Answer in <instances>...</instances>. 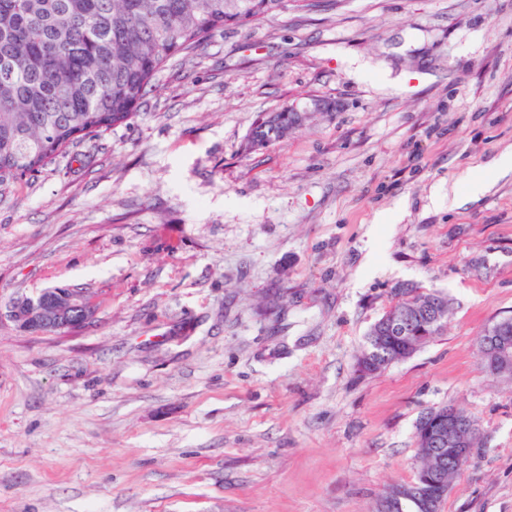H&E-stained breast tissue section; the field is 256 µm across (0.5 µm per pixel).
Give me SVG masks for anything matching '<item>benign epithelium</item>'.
Here are the masks:
<instances>
[{
	"label": "benign epithelium",
	"mask_w": 512,
	"mask_h": 512,
	"mask_svg": "<svg viewBox=\"0 0 512 512\" xmlns=\"http://www.w3.org/2000/svg\"><path fill=\"white\" fill-rule=\"evenodd\" d=\"M299 118L308 112H325L326 104L312 98L302 106L288 108ZM96 318V308L83 291L77 288H60L49 292L41 290L30 294L22 293L5 306H0V324L10 323L17 331L25 334L48 335L51 325L69 332L79 331ZM478 353L486 370L507 379L512 378V317H505L489 324L478 342ZM416 445L435 449V453H448V459L462 464L468 461L477 439V428L457 408L448 412L433 411L425 414L417 426ZM429 489L420 483L394 485L378 501V512H389L395 501H412L422 512H439L442 499L448 492L444 481L433 482Z\"/></svg>",
	"instance_id": "1"
}]
</instances>
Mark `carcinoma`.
Returning <instances> with one entry per match:
<instances>
[{
    "mask_svg": "<svg viewBox=\"0 0 512 512\" xmlns=\"http://www.w3.org/2000/svg\"><path fill=\"white\" fill-rule=\"evenodd\" d=\"M279 0H0V184L39 171L70 145L127 123L156 91L155 76L177 53L208 38L249 27L277 11ZM254 126L259 137H288L295 113ZM425 317L405 336L371 340L362 375L407 358ZM412 481L437 474L427 453Z\"/></svg>",
    "mask_w": 512,
    "mask_h": 512,
    "instance_id": "obj_1",
    "label": "carcinoma"
}]
</instances>
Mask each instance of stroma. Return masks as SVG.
<instances>
[{
	"instance_id": "1",
	"label": "stroma",
	"mask_w": 512,
	"mask_h": 512,
	"mask_svg": "<svg viewBox=\"0 0 512 512\" xmlns=\"http://www.w3.org/2000/svg\"><path fill=\"white\" fill-rule=\"evenodd\" d=\"M155 83L0 191V303L97 309L0 325V512H374L443 405L480 434L440 512H512V380L477 352L512 316V0H285ZM313 97L330 110L245 151ZM399 288L441 292L447 325L360 375ZM41 290L22 293L10 300L4 308L0 305V324L9 322L17 331L25 334L48 335L51 325L62 331H80L96 318V308L78 288ZM52 292V293H51ZM70 319V321H68Z\"/></svg>"
}]
</instances>
